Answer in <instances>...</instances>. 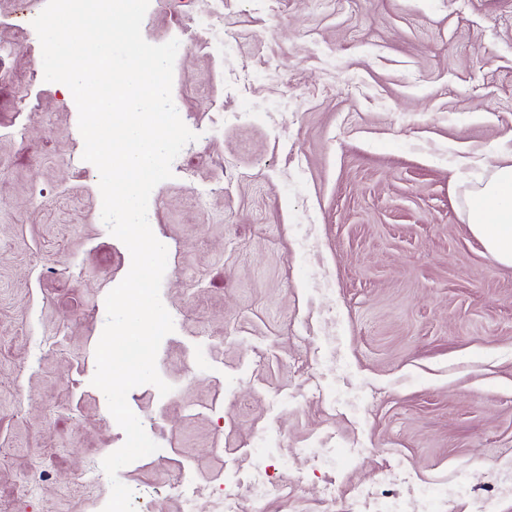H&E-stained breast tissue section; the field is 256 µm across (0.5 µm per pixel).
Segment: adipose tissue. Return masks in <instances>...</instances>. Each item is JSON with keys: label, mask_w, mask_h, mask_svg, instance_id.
I'll return each mask as SVG.
<instances>
[{"label": "adipose tissue", "mask_w": 512, "mask_h": 512, "mask_svg": "<svg viewBox=\"0 0 512 512\" xmlns=\"http://www.w3.org/2000/svg\"><path fill=\"white\" fill-rule=\"evenodd\" d=\"M471 233L500 264L512 267V152L493 166L467 204Z\"/></svg>", "instance_id": "1"}]
</instances>
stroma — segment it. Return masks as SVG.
Instances as JSON below:
<instances>
[{
    "instance_id": "1",
    "label": "stroma",
    "mask_w": 512,
    "mask_h": 512,
    "mask_svg": "<svg viewBox=\"0 0 512 512\" xmlns=\"http://www.w3.org/2000/svg\"><path fill=\"white\" fill-rule=\"evenodd\" d=\"M46 3L0 0V512H94L111 487L80 483L86 461L125 441L95 349L131 257L44 80ZM142 35L178 40L198 138L148 205L172 390L127 397L164 454L118 473L137 512H181L171 472L205 505L259 467L295 488L246 512L419 484L433 512H512V268L465 215L512 138V0H150Z\"/></svg>"
}]
</instances>
